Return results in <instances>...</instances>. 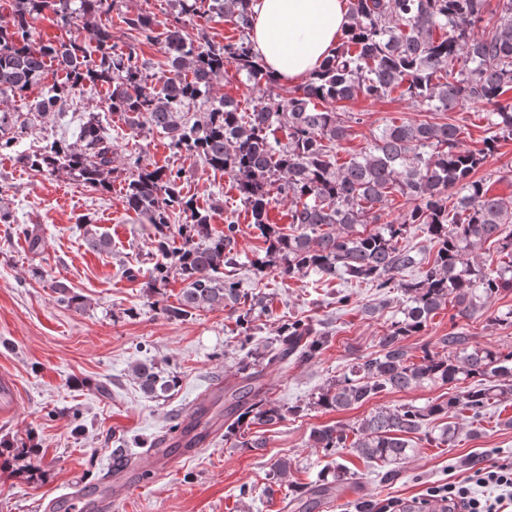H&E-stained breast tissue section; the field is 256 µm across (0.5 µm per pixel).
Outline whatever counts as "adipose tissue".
Returning <instances> with one entry per match:
<instances>
[{
    "instance_id": "obj_1",
    "label": "adipose tissue",
    "mask_w": 512,
    "mask_h": 512,
    "mask_svg": "<svg viewBox=\"0 0 512 512\" xmlns=\"http://www.w3.org/2000/svg\"><path fill=\"white\" fill-rule=\"evenodd\" d=\"M250 41L280 83L308 77L351 25L345 0H253Z\"/></svg>"
}]
</instances>
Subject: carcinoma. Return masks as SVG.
Returning <instances> with one entry per match:
<instances>
[{
  "label": "carcinoma",
  "instance_id": "1",
  "mask_svg": "<svg viewBox=\"0 0 512 512\" xmlns=\"http://www.w3.org/2000/svg\"><path fill=\"white\" fill-rule=\"evenodd\" d=\"M173 23L163 32L168 75L158 77L129 47L112 41V13L128 29L153 41L150 14L122 11V0H5L0 9V101L25 99L55 66L63 78L31 102L28 112L0 108V153L32 171H64L84 185L107 191L112 182V135L99 113L90 112L76 139H54L32 152H19V140L47 111L62 108L85 87L107 90V109L118 112L133 130L148 127L166 135L173 148L198 158L234 179L251 223L265 237V259L257 271L277 268L284 275L315 273L324 280L343 278L401 296L400 318L379 338L374 356L356 358L342 375L328 381L306 404L309 409L343 411L382 392L407 391L425 384L449 386L448 397L424 405L372 410L356 426L340 423L315 427L309 446L323 456L340 450L367 462H380L394 477L416 452L410 434L422 433L434 445L450 447L458 437L457 416L483 418L496 403L512 401V350L473 345L462 332L441 336L414 359L403 345L422 334L443 306L452 303L460 317H472L503 289L512 288V197L490 193L475 177L497 142L512 139V0H350V31L333 54L322 60L304 85L284 97L265 73L246 38L214 42L206 34L192 40L187 20L202 9L241 31L251 27V0H170ZM49 14L68 27L79 21L95 46L76 40L38 42L34 22ZM442 32L435 37L436 32ZM268 86L266 97L248 111L224 99L204 111L194 107L208 99L228 67ZM426 112H448L485 103L491 136L470 150L453 123L403 122L377 126L359 155L339 162L336 148L349 136L336 104L359 95L381 99L393 91ZM285 131L287 143L275 137ZM182 171L154 167L136 157L125 179L128 210L154 228L156 252L153 284L169 279L185 283L177 304L161 308L169 319L185 320L204 309L224 308L236 315L245 343L254 336L256 302L239 288L234 269L239 226L225 219L214 233L210 215L183 194ZM414 203L402 219H389L390 197ZM290 203L293 233L269 223L277 197ZM185 214L180 246H173L170 212ZM371 224L366 232L362 227ZM422 227L436 247L433 263L418 280L404 273L419 264V252L402 243L413 225ZM497 244L492 268L475 254L487 241ZM88 247L112 252V239L86 232ZM59 303L80 310L84 299L57 282ZM331 331L294 319L262 348H248L236 364L237 385L224 390V438L234 447H267L266 430L303 407L284 408L265 390L266 371L292 361L317 358ZM133 376L142 392L158 398L175 387L155 363L139 362ZM313 485L291 486L293 500L328 496L355 484L340 462Z\"/></svg>",
  "mask_w": 512,
  "mask_h": 512
}]
</instances>
